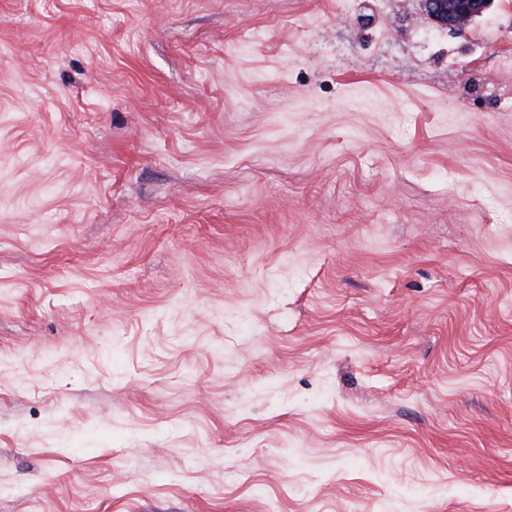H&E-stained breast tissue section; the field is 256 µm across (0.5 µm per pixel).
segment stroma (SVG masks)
<instances>
[{
	"mask_svg": "<svg viewBox=\"0 0 512 512\" xmlns=\"http://www.w3.org/2000/svg\"><path fill=\"white\" fill-rule=\"evenodd\" d=\"M512 0H0V512H512ZM493 0H423L424 10L438 27L463 33L476 23Z\"/></svg>",
	"mask_w": 512,
	"mask_h": 512,
	"instance_id": "stroma-1",
	"label": "stroma"
}]
</instances>
